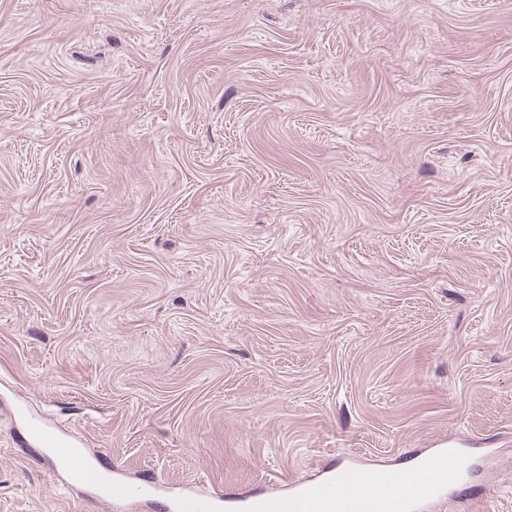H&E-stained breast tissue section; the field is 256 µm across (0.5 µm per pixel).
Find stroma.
Masks as SVG:
<instances>
[{"instance_id":"1","label":"stroma","mask_w":512,"mask_h":512,"mask_svg":"<svg viewBox=\"0 0 512 512\" xmlns=\"http://www.w3.org/2000/svg\"><path fill=\"white\" fill-rule=\"evenodd\" d=\"M35 415L226 498L455 448L512 512V0H0V512Z\"/></svg>"}]
</instances>
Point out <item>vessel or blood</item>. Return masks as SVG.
<instances>
[{
	"label": "vessel or blood",
	"instance_id": "1",
	"mask_svg": "<svg viewBox=\"0 0 512 512\" xmlns=\"http://www.w3.org/2000/svg\"><path fill=\"white\" fill-rule=\"evenodd\" d=\"M29 437L51 449L54 457L67 468L70 482L93 492L95 504L114 508L115 512H130L140 501L161 500L167 512H222L224 499L194 489L172 492L156 481L134 482L123 473L104 466L87 449L78 446L69 436L56 431L46 421L28 420ZM376 473L372 470L349 468L338 476L344 496H337L329 484L318 483L290 491L272 489L257 495L244 496L242 512H407L404 498L394 495L379 498L374 491Z\"/></svg>",
	"mask_w": 512,
	"mask_h": 512
}]
</instances>
